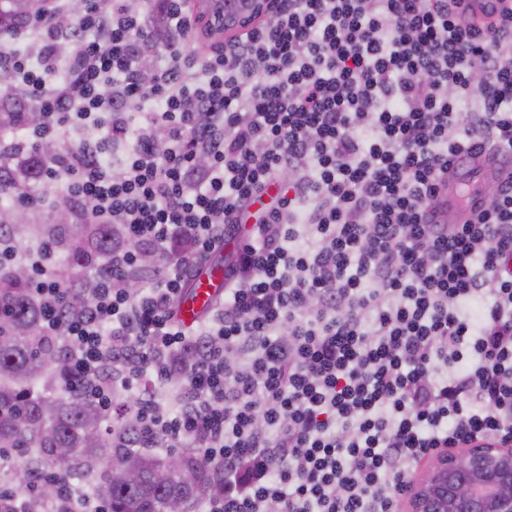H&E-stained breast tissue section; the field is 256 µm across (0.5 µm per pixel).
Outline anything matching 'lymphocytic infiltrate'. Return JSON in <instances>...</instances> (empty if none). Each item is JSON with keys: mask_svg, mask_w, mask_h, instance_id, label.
<instances>
[{"mask_svg": "<svg viewBox=\"0 0 512 512\" xmlns=\"http://www.w3.org/2000/svg\"><path fill=\"white\" fill-rule=\"evenodd\" d=\"M159 2L168 38L148 77L145 15L126 0L75 21L50 0L0 48V78L39 116L11 157L116 232L92 303L66 317L77 283L53 248L0 240V269L27 268L62 341L60 385L117 447L212 465L224 493L202 512H406L409 474L437 452L512 446V5L479 28L461 0H279L200 57L188 0ZM477 150L509 163L486 208L434 223ZM227 245L224 297L187 334L172 308Z\"/></svg>", "mask_w": 512, "mask_h": 512, "instance_id": "f902f5d3", "label": "lymphocytic infiltrate"}]
</instances>
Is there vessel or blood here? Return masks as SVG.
I'll return each mask as SVG.
<instances>
[{"mask_svg":"<svg viewBox=\"0 0 512 512\" xmlns=\"http://www.w3.org/2000/svg\"><path fill=\"white\" fill-rule=\"evenodd\" d=\"M493 0H468L467 14L474 25L483 26L494 17ZM501 175L499 163L481 152L471 153L460 161L437 198V220L441 223L463 224L485 204V189ZM224 287L223 267H213L200 279L192 298L185 301L181 319L185 324L198 322L210 310L217 294Z\"/></svg>","mask_w":512,"mask_h":512,"instance_id":"obj_1","label":"vessel or blood"}]
</instances>
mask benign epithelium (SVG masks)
Wrapping results in <instances>:
<instances>
[{
    "label": "benign epithelium",
    "instance_id": "obj_1",
    "mask_svg": "<svg viewBox=\"0 0 512 512\" xmlns=\"http://www.w3.org/2000/svg\"><path fill=\"white\" fill-rule=\"evenodd\" d=\"M275 0H200L195 20L219 40L267 18ZM409 512H512V447L478 442L431 458L408 484Z\"/></svg>",
    "mask_w": 512,
    "mask_h": 512
}]
</instances>
